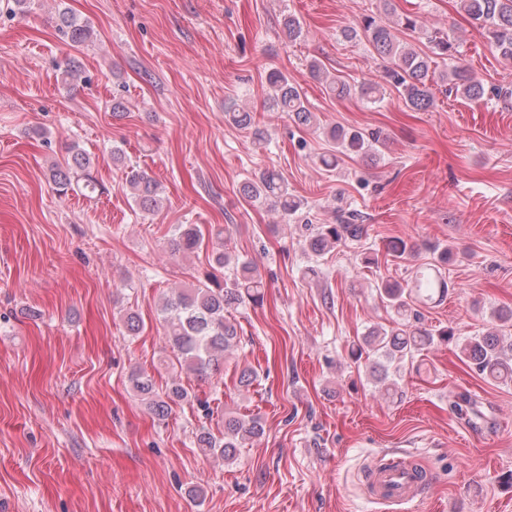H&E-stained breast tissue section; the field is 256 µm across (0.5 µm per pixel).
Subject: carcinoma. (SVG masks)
<instances>
[{"mask_svg": "<svg viewBox=\"0 0 512 512\" xmlns=\"http://www.w3.org/2000/svg\"><path fill=\"white\" fill-rule=\"evenodd\" d=\"M380 12L395 17L386 24L374 13L364 14L354 26H346L339 35L353 41L365 38L376 55L385 62L382 83L363 82L352 85L330 73L314 59L309 62L310 75L325 83L332 95L347 98L354 94L375 103L381 99L384 86L398 92L404 105L417 112H426L435 104L432 91L439 82L446 92L470 102H478L493 95L506 104L512 103V89L495 87L486 89L482 80L473 76L464 66L456 63L438 72L437 60L458 58L459 49L447 33L433 31L427 34L429 52L422 53L403 43L400 32L421 29L418 17L411 13L398 14L393 0H378ZM460 9L482 30L487 44L497 54L505 68H512V0H458ZM56 28L61 37L73 47L93 41L94 28L86 19H79L68 8L57 12ZM267 84L271 90L266 107L271 112H283L303 126L316 123V116L305 105L299 84L278 69L268 72ZM226 119L233 125L247 129L253 125L250 112L236 103L224 105ZM335 149L322 155L321 165L334 170L339 156H376L379 136L360 129L335 127L329 130ZM64 164L52 166L50 175L57 192L66 195L77 188L92 195L99 183L92 174L94 162L79 144L67 147ZM126 186L137 207L144 213H154L162 199L158 183L136 170L126 175ZM243 195L253 203L270 204L285 217L303 214L305 202L288 188V182L274 169L259 170L241 185ZM308 231L305 242L311 251L320 253L347 240H356L364 234V225L355 223V215L339 210L337 223L317 227L305 224ZM204 242L202 230L194 225L176 224L170 231L168 247L174 257L199 249ZM448 263V247H433V259L420 264L410 284L386 280L378 287L379 297L387 306L405 317L397 327L386 330L374 328L363 336L362 342L352 345L350 356L360 361L363 355L374 356L375 380L389 392L396 382L389 379V365L407 356L418 355L435 344V340L455 343L459 360L471 371L488 382H512V333L505 336L497 330H487L475 336H457L449 328L433 333L410 324L408 314L418 320L420 315L412 309L410 301L428 305L440 300L448 292V284L441 265ZM232 267V277L219 274ZM266 284L258 268L248 260L231 259L226 251L213 256L212 270L198 278V284L180 289L176 297L161 305L159 317L166 335L176 349L173 367L185 373L202 376L211 365L224 361L227 353L238 345V325L224 313L246 303L258 305L264 300ZM133 389L147 401L151 412L158 418L168 416L171 406L188 397V392L174 382L163 391L155 389L150 376L142 371L130 375ZM263 426L258 417H226L224 431L216 436L203 427L196 435V445L204 452L216 454L226 460L235 457L237 450L260 435Z\"/></svg>", "mask_w": 512, "mask_h": 512, "instance_id": "cac0c4a2", "label": "carcinoma"}]
</instances>
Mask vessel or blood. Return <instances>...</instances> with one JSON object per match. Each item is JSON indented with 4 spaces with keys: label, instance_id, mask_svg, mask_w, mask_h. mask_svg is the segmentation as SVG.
<instances>
[{
    "label": "vessel or blood",
    "instance_id": "1",
    "mask_svg": "<svg viewBox=\"0 0 512 512\" xmlns=\"http://www.w3.org/2000/svg\"><path fill=\"white\" fill-rule=\"evenodd\" d=\"M428 490L413 466L401 458L381 460L370 474L369 498L378 504L404 506L424 497Z\"/></svg>",
    "mask_w": 512,
    "mask_h": 512
}]
</instances>
